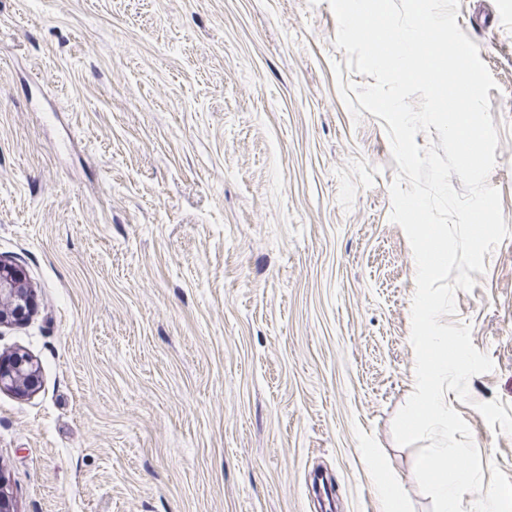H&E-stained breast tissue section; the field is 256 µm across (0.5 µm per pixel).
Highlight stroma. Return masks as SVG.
I'll return each instance as SVG.
<instances>
[{
  "mask_svg": "<svg viewBox=\"0 0 512 512\" xmlns=\"http://www.w3.org/2000/svg\"><path fill=\"white\" fill-rule=\"evenodd\" d=\"M496 81L488 182L512 231V0H461ZM328 0H0V260L35 299L0 354L16 512H379L364 456L431 512L392 423L414 391L416 263L383 119L354 118ZM457 291L483 478L512 479V234ZM39 385V372L32 358L16 352L0 357V390L18 394L35 391Z\"/></svg>",
  "mask_w": 512,
  "mask_h": 512,
  "instance_id": "35a3bbf8",
  "label": "stroma"
}]
</instances>
